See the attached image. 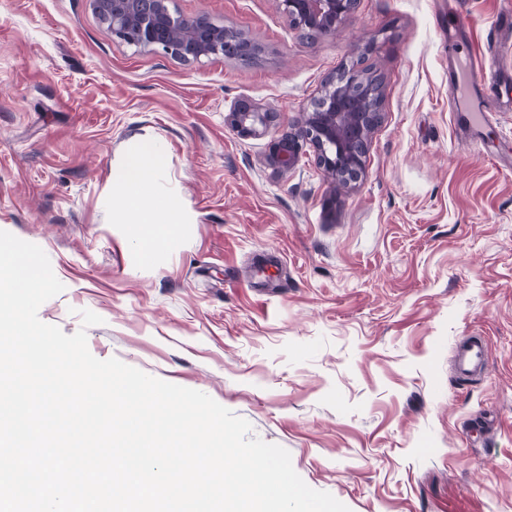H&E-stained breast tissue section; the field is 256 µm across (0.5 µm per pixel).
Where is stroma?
I'll list each match as a JSON object with an SVG mask.
<instances>
[{
	"mask_svg": "<svg viewBox=\"0 0 512 512\" xmlns=\"http://www.w3.org/2000/svg\"><path fill=\"white\" fill-rule=\"evenodd\" d=\"M456 2L357 0L305 39L278 0H172L260 43L244 64L121 43L90 0H0V231L64 286L39 319L209 395L350 512H512V0H464L463 28ZM472 54L492 111L466 127ZM350 65L382 82L355 188L310 153L273 173L224 121L247 97L279 133ZM148 146L179 220L147 261L113 181ZM475 334L488 366L458 378ZM452 78L459 87L463 86L469 89H475L485 85L488 79L483 70L471 64L459 65L456 71L453 72Z\"/></svg>",
	"mask_w": 512,
	"mask_h": 512,
	"instance_id": "35a3bbf8",
	"label": "stroma"
}]
</instances>
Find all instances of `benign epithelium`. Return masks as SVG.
I'll return each instance as SVG.
<instances>
[{"instance_id": "1", "label": "benign epithelium", "mask_w": 512, "mask_h": 512, "mask_svg": "<svg viewBox=\"0 0 512 512\" xmlns=\"http://www.w3.org/2000/svg\"><path fill=\"white\" fill-rule=\"evenodd\" d=\"M112 36L139 49L160 50L172 58L192 62L222 57L253 62L262 53L252 38L216 23L208 14L181 15L171 0H90ZM283 12L299 35L334 36L351 14L356 0H280ZM381 88L368 83L356 67L330 76L318 97L296 125L271 137L264 161L276 174L293 171L306 149L325 175L347 186L365 173L373 131L382 119ZM275 114L248 99L235 101L225 122L243 137H262Z\"/></svg>"}]
</instances>
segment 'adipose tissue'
<instances>
[{
  "mask_svg": "<svg viewBox=\"0 0 512 512\" xmlns=\"http://www.w3.org/2000/svg\"><path fill=\"white\" fill-rule=\"evenodd\" d=\"M152 171V152L146 149L129 158L115 179L122 219L131 239L147 254L151 253L157 238L178 222L171 205L153 198L150 192Z\"/></svg>",
  "mask_w": 512,
  "mask_h": 512,
  "instance_id": "1",
  "label": "adipose tissue"
}]
</instances>
